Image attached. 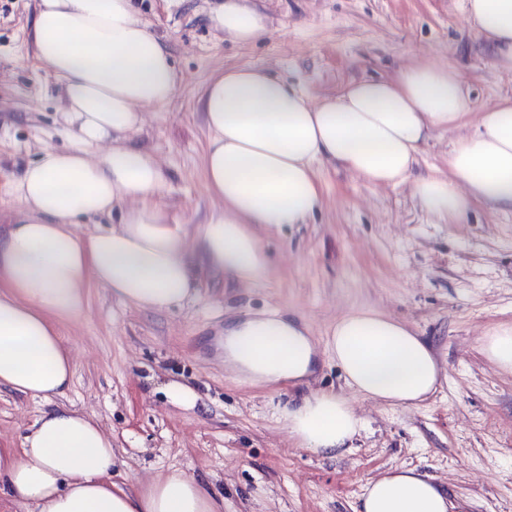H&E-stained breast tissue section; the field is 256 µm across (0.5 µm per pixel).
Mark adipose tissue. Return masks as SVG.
Segmentation results:
<instances>
[{"label": "adipose tissue", "instance_id": "obj_1", "mask_svg": "<svg viewBox=\"0 0 512 512\" xmlns=\"http://www.w3.org/2000/svg\"><path fill=\"white\" fill-rule=\"evenodd\" d=\"M33 56L63 86L62 118L72 136L48 149L13 186L29 209L25 222L0 232V387L48 400L64 395L75 362L63 326L87 305L90 283L141 309L168 310L198 290L202 268L234 282L267 272L256 227L303 224L321 204L316 175L327 161L373 184L412 181L431 213L460 223L472 203L512 208V97L481 112L474 133L448 151V175L414 176L435 129L460 123L467 96L452 68L420 61L396 78H363L311 103L305 92L259 67L218 73L199 100L209 130L204 149L208 192L221 206L187 227L153 198L165 180L145 149L126 145L142 108L169 102L177 90L171 55L142 22L134 0H35ZM494 64L512 70V0H467ZM210 20L230 39L268 35L256 0H217ZM109 141L112 149L92 155ZM128 205L110 231L80 234V219ZM224 362L242 377L274 385L306 376L314 345L306 330L275 310L224 331ZM326 350L347 384L390 406L425 400L440 384L429 344L405 324L371 309L337 319ZM278 413L300 446L332 457L351 447L363 422L348 402L320 392ZM112 439L98 420L69 407L45 411L19 450L0 449V504L26 512H219L197 480L173 472L138 491L112 480ZM434 478L393 468L369 480L356 512H467Z\"/></svg>", "mask_w": 512, "mask_h": 512}]
</instances>
